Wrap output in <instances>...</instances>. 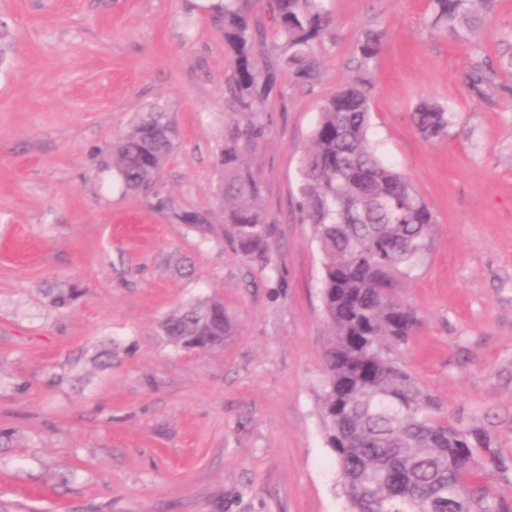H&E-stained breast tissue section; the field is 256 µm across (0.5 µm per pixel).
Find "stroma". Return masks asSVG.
<instances>
[{
    "instance_id": "obj_1",
    "label": "stroma",
    "mask_w": 512,
    "mask_h": 512,
    "mask_svg": "<svg viewBox=\"0 0 512 512\" xmlns=\"http://www.w3.org/2000/svg\"><path fill=\"white\" fill-rule=\"evenodd\" d=\"M215 0H0L12 51L0 65V512H345L319 390L329 341L322 256L296 209L299 160L324 99L366 75L369 136L436 220L396 295L421 320L395 349L443 404L484 426L512 465V0L466 38L425 24L430 0H323L332 31L317 81L279 80L242 149L264 184L277 275L244 259L217 193L232 69ZM453 114L425 139L420 101ZM178 147L156 195L127 191L112 142L152 104ZM207 215L204 228L176 215ZM85 294L49 306L68 278ZM219 296L236 328L222 350H179L159 331L178 306ZM115 347L111 367L95 354ZM383 35L380 32L369 31L356 47L357 67L368 70L370 64L376 59Z\"/></svg>"
}]
</instances>
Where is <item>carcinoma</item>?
Returning a JSON list of instances; mask_svg holds the SVG:
<instances>
[{
    "label": "carcinoma",
    "mask_w": 512,
    "mask_h": 512,
    "mask_svg": "<svg viewBox=\"0 0 512 512\" xmlns=\"http://www.w3.org/2000/svg\"><path fill=\"white\" fill-rule=\"evenodd\" d=\"M252 0L212 6L233 70L228 101L252 116L243 130L224 138L220 201L224 224L237 249L262 270L275 271L273 226L262 208L264 187L241 160L239 142L263 136L258 122L277 93L279 77L314 80L317 47L330 34L332 19L321 0H272L278 52L264 54L266 28L251 12ZM492 0H431L430 23L461 38ZM382 34L369 31L356 47L357 67L376 59ZM369 91L357 81L324 100L300 159L298 210L313 227L323 257L321 300L330 331L323 356L320 407L327 444L336 465L348 512H512V491L487 485L488 476L507 477L509 467L488 430L447 411L412 374L390 357L421 323L396 296L430 248L435 218L405 174L388 167L367 133ZM413 123L428 139L448 133L451 112L430 102L419 105ZM171 113L159 104L143 112L108 154L124 187L149 195L177 148ZM81 296L78 284L61 282L50 291L55 309ZM162 335L183 350L224 347L234 323L224 302L208 296L187 303L159 323Z\"/></svg>",
    "instance_id": "carcinoma-1"
}]
</instances>
